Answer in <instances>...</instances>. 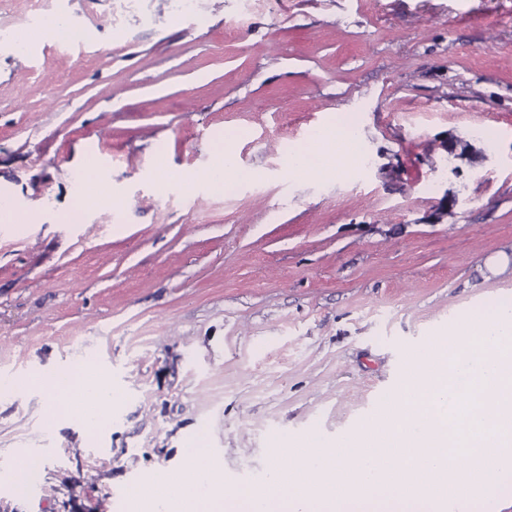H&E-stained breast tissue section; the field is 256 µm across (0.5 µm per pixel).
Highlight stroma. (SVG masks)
<instances>
[{
    "mask_svg": "<svg viewBox=\"0 0 512 512\" xmlns=\"http://www.w3.org/2000/svg\"><path fill=\"white\" fill-rule=\"evenodd\" d=\"M44 3L72 38L33 36ZM241 6L0 0V468L42 457L0 512H126L198 432L266 485L271 436L355 430L407 353L512 302V0ZM339 118L353 170L292 177ZM88 362L108 424L45 428L29 380ZM237 175L238 171L233 165L229 153L224 151V149L216 150L211 167L205 174V180L215 186L221 182L223 183L224 179H232L237 177Z\"/></svg>",
    "mask_w": 512,
    "mask_h": 512,
    "instance_id": "obj_1",
    "label": "stroma"
}]
</instances>
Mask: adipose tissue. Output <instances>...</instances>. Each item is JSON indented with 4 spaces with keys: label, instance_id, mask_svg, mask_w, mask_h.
Masks as SVG:
<instances>
[{
    "label": "adipose tissue",
    "instance_id": "1",
    "mask_svg": "<svg viewBox=\"0 0 512 512\" xmlns=\"http://www.w3.org/2000/svg\"><path fill=\"white\" fill-rule=\"evenodd\" d=\"M314 150L299 152L290 162L292 175L306 179L333 180L346 166L358 161L359 139L345 122H337L316 131ZM33 386L47 400V422L78 419L89 428L99 427L105 418L101 412L116 394L97 366H87L80 386L60 378L33 379Z\"/></svg>",
    "mask_w": 512,
    "mask_h": 512
}]
</instances>
